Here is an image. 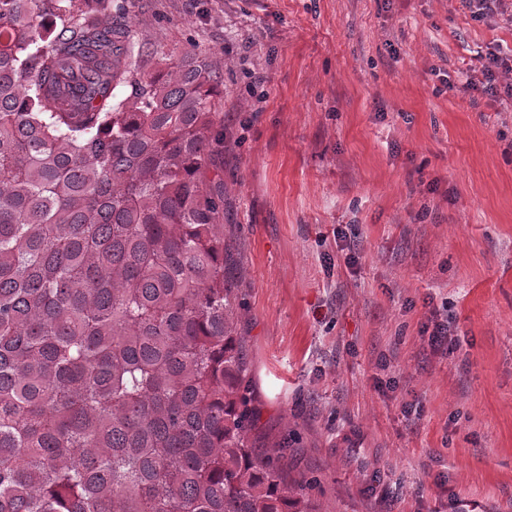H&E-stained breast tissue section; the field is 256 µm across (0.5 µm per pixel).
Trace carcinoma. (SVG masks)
I'll return each instance as SVG.
<instances>
[{"instance_id":"carcinoma-1","label":"carcinoma","mask_w":512,"mask_h":512,"mask_svg":"<svg viewBox=\"0 0 512 512\" xmlns=\"http://www.w3.org/2000/svg\"><path fill=\"white\" fill-rule=\"evenodd\" d=\"M127 0H0V512H319L226 287L222 76Z\"/></svg>"}]
</instances>
